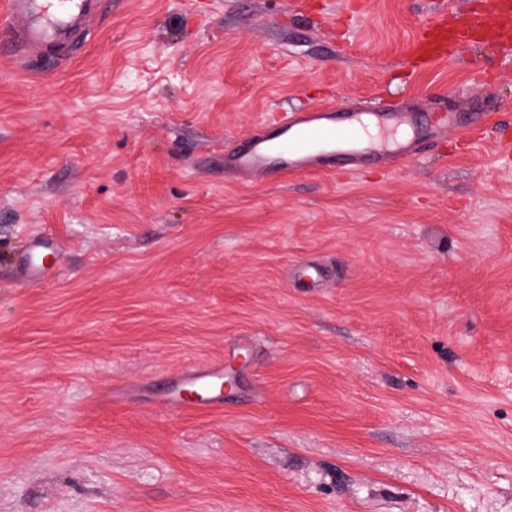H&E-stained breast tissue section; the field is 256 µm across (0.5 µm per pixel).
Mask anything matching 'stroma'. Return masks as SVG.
Listing matches in <instances>:
<instances>
[{"instance_id":"35a3bbf8","label":"stroma","mask_w":512,"mask_h":512,"mask_svg":"<svg viewBox=\"0 0 512 512\" xmlns=\"http://www.w3.org/2000/svg\"><path fill=\"white\" fill-rule=\"evenodd\" d=\"M438 3L111 0L31 56L0 21V512H512V50L417 66ZM380 98L487 119L225 179V143ZM241 344L222 405L157 408ZM28 241L27 251L22 257L24 274L33 281L46 283L48 270L43 264V258L46 254L58 252L55 237L47 232H37Z\"/></svg>"}]
</instances>
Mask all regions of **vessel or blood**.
I'll return each instance as SVG.
<instances>
[{
    "mask_svg": "<svg viewBox=\"0 0 512 512\" xmlns=\"http://www.w3.org/2000/svg\"><path fill=\"white\" fill-rule=\"evenodd\" d=\"M101 0H0V18L5 19L14 42L32 47L49 38H65L77 28H85L97 15ZM494 38L496 44L512 45V0H484L482 11L468 8L466 0H450L448 14L437 17L427 35L420 37L415 58L430 63L467 43ZM414 128L408 115L380 105L366 114L351 113L337 119L334 107L315 112L297 110L287 114L276 136H251L224 151V169L239 176L274 173L288 178L305 170L309 154L332 152L353 146L363 152L404 155L407 134ZM54 236L35 233L22 258L26 276L34 281L47 279L43 264L46 254L57 252ZM224 364L215 361L179 373L173 379L161 406L168 411L199 408L193 398L195 388L220 390Z\"/></svg>",
    "mask_w": 512,
    "mask_h": 512,
    "instance_id": "1",
    "label": "vessel or blood"
}]
</instances>
